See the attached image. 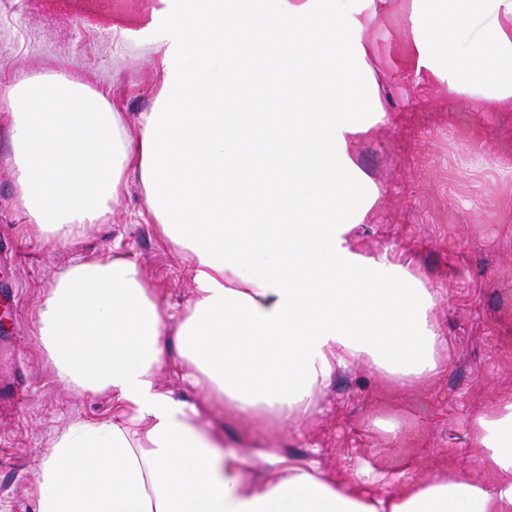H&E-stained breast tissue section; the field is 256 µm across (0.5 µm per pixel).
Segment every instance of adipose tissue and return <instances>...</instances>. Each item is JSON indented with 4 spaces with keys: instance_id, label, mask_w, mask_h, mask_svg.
<instances>
[{
    "instance_id": "ef3b65f1",
    "label": "adipose tissue",
    "mask_w": 512,
    "mask_h": 512,
    "mask_svg": "<svg viewBox=\"0 0 512 512\" xmlns=\"http://www.w3.org/2000/svg\"><path fill=\"white\" fill-rule=\"evenodd\" d=\"M161 2L165 79L138 134L65 68L0 87L32 232L64 245L106 223L138 174L195 290L172 318L120 254L53 282L38 334L59 379L111 394L118 411L54 439L36 512H512V397L470 427L484 474L501 481L459 470L376 499L262 444L254 454L274 474L255 480L158 386L171 331L195 385L253 429L314 417L353 361L402 387L441 374L436 292L412 261L356 247L382 190L354 145L389 121L380 54L426 97L512 112V0ZM394 7L398 52L368 38Z\"/></svg>"
}]
</instances>
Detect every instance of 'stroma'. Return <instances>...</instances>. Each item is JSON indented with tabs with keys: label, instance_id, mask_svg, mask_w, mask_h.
<instances>
[{
	"label": "stroma",
	"instance_id": "35a3bbf8",
	"mask_svg": "<svg viewBox=\"0 0 512 512\" xmlns=\"http://www.w3.org/2000/svg\"><path fill=\"white\" fill-rule=\"evenodd\" d=\"M160 7V0H112L108 11L93 0L22 5L0 16V30L12 35L0 46V82L22 69L64 67L105 91L126 127L137 128L164 81L163 31L150 24ZM384 91L389 122L355 147L384 198L356 241L368 255L411 259L437 291L448 366L437 378L395 387L369 365L351 363L329 380L319 413L277 429L282 453L344 485L370 469L379 480L365 490L378 496L451 467L478 469L470 423L512 395V174L492 164L512 151V112L420 99L392 79ZM10 124L0 106V307L9 311L0 323V512H34L37 475L54 438L74 421L106 422L117 411L111 394L81 393L57 377L36 334L50 285L73 264L116 250L141 267L174 317L195 294L185 264L157 235L137 175H129L108 223L65 246L33 234L9 164ZM158 384L225 437L240 433L221 404L185 378L180 358Z\"/></svg>",
	"mask_w": 512,
	"mask_h": 512
}]
</instances>
